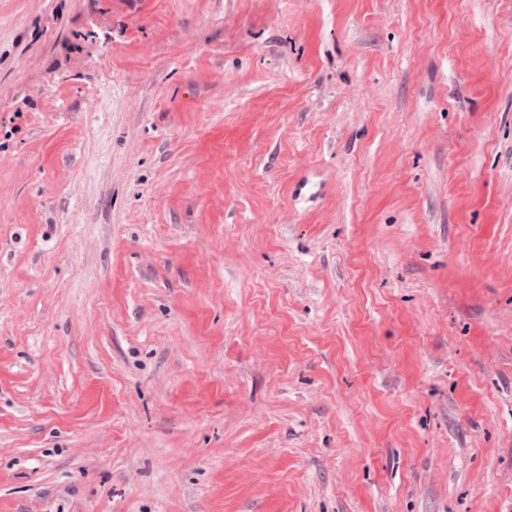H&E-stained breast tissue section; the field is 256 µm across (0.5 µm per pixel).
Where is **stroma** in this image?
<instances>
[{"instance_id":"stroma-1","label":"stroma","mask_w":512,"mask_h":512,"mask_svg":"<svg viewBox=\"0 0 512 512\" xmlns=\"http://www.w3.org/2000/svg\"><path fill=\"white\" fill-rule=\"evenodd\" d=\"M0 512H512V0H0Z\"/></svg>"}]
</instances>
